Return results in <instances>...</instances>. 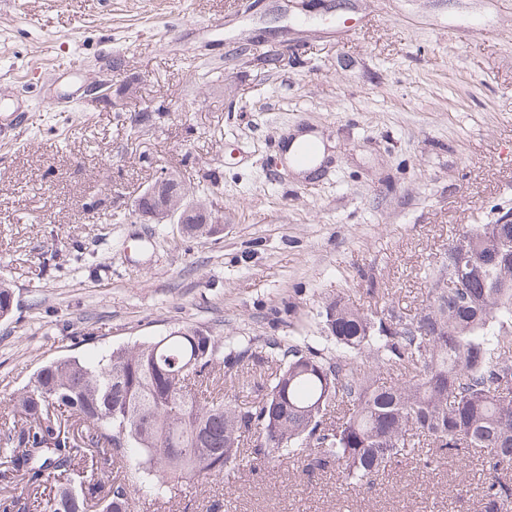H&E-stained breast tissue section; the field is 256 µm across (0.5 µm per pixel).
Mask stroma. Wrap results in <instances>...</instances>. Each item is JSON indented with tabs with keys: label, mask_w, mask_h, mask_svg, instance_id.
Masks as SVG:
<instances>
[{
	"label": "stroma",
	"mask_w": 512,
	"mask_h": 512,
	"mask_svg": "<svg viewBox=\"0 0 512 512\" xmlns=\"http://www.w3.org/2000/svg\"><path fill=\"white\" fill-rule=\"evenodd\" d=\"M108 84L109 98L87 90ZM0 418L44 365L192 326L304 336L343 296L410 317L467 224L512 221V0H0ZM144 114L141 124L131 114ZM324 138L312 173L293 132ZM223 225L143 224L160 172ZM480 455L243 469L135 512H479Z\"/></svg>",
	"instance_id": "obj_1"
}]
</instances>
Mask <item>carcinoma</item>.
<instances>
[{
	"label": "carcinoma",
	"mask_w": 512,
	"mask_h": 512,
	"mask_svg": "<svg viewBox=\"0 0 512 512\" xmlns=\"http://www.w3.org/2000/svg\"><path fill=\"white\" fill-rule=\"evenodd\" d=\"M452 288H438L442 273ZM427 304L408 319L387 305L370 312L338 296L322 312L336 353L246 343L224 354L190 326L91 357L42 367L14 400L17 421L0 428V478L53 485L48 512H133L135 496L172 501L239 471L241 438L260 465L294 463L299 475L334 468L361 492L421 448L483 457L480 512H512V224H469L448 244V267L432 265ZM270 368L251 405L224 402L205 384L246 360ZM400 371L393 381L383 371ZM85 424L75 436L59 415ZM95 449L75 487L62 479ZM22 495L0 512H29Z\"/></svg>",
	"instance_id": "carcinoma-1"
}]
</instances>
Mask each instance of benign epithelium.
Here are the masks:
<instances>
[{"label":"benign epithelium","instance_id":"benign-epithelium-1","mask_svg":"<svg viewBox=\"0 0 512 512\" xmlns=\"http://www.w3.org/2000/svg\"><path fill=\"white\" fill-rule=\"evenodd\" d=\"M135 216L146 224H207L209 220L195 219L206 212L202 201L192 200V189L178 185L174 175L164 171L152 181L133 205Z\"/></svg>","mask_w":512,"mask_h":512}]
</instances>
